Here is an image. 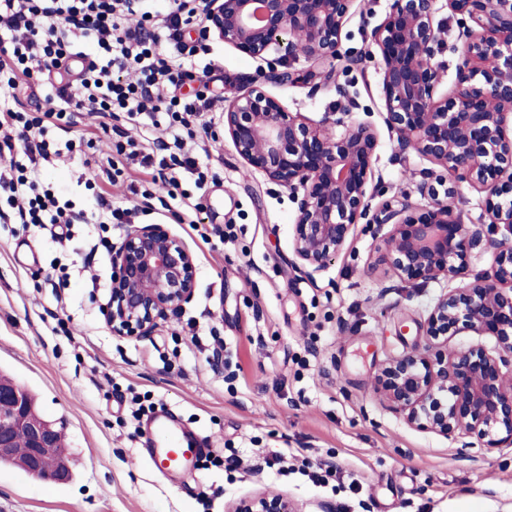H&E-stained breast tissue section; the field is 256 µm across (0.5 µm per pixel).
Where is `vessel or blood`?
I'll use <instances>...</instances> for the list:
<instances>
[{"label":"vessel or blood","mask_w":512,"mask_h":512,"mask_svg":"<svg viewBox=\"0 0 512 512\" xmlns=\"http://www.w3.org/2000/svg\"><path fill=\"white\" fill-rule=\"evenodd\" d=\"M150 456L165 472L177 474L193 467L199 454L209 447L207 437L187 438L184 430L166 413L153 415L147 424Z\"/></svg>","instance_id":"1"}]
</instances>
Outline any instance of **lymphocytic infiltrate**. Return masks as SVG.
<instances>
[{"mask_svg": "<svg viewBox=\"0 0 512 512\" xmlns=\"http://www.w3.org/2000/svg\"><path fill=\"white\" fill-rule=\"evenodd\" d=\"M190 2L165 0L157 10L149 0H0V83L44 81L70 61H83L75 83L59 85L36 116L0 107V128L17 130L16 136L0 138V183L10 190L1 223L64 229L76 222L68 204L51 193H36L35 187L40 167L52 159L48 133H68L65 147L76 151L72 133L82 110L123 112L133 121L170 114L181 128L171 142L148 152L129 136L116 142V151L160 175L189 174L196 188H203L206 174L185 139L203 105L179 92L185 63L207 49L183 38L185 27L204 24ZM136 8L141 18L128 26L126 15Z\"/></svg>", "mask_w": 512, "mask_h": 512, "instance_id": "f902f5d3", "label": "lymphocytic infiltrate"}]
</instances>
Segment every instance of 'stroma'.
Here are the masks:
<instances>
[{
	"mask_svg": "<svg viewBox=\"0 0 512 512\" xmlns=\"http://www.w3.org/2000/svg\"><path fill=\"white\" fill-rule=\"evenodd\" d=\"M391 4L354 0L340 55L325 66L281 49L256 59L208 37V60L193 62L181 88L209 102L192 155L213 178L192 200L181 197L191 182H153L113 147L119 129L149 149L168 140L167 113L134 129L122 114L78 115L80 152L45 164L40 190L88 213L102 186L112 207L137 208V223L166 225L194 256L196 289L153 335L115 336L101 313L112 257L89 255L88 244L101 232L119 244L125 225L76 224L61 242L35 224L0 223V370L35 396L46 418L65 421L73 470L55 485L0 465V512H225L258 491L286 494L303 512H512V447L466 448L411 427L375 390L382 364L424 345L422 324L446 281L408 282L378 263L383 241L362 223L324 271L306 277L293 264L292 194L248 173L224 134L225 107L253 79L287 111L316 122L350 110L380 129L369 211L386 200L424 209L432 163L400 150L382 127L370 33ZM435 21L444 31L434 61L446 90L461 18L437 0ZM286 70L291 83L270 81ZM452 202L470 229L501 238L487 223L483 193L461 184ZM225 230L232 236L223 241ZM60 318L68 335L51 331ZM137 395L208 435L215 454H235L237 469L193 470L180 489L134 433ZM319 469L324 481H312Z\"/></svg>",
	"mask_w": 512,
	"mask_h": 512,
	"instance_id": "stroma-1",
	"label": "stroma"
}]
</instances>
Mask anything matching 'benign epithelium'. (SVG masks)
Masks as SVG:
<instances>
[{
  "label": "benign epithelium",
  "instance_id": "1",
  "mask_svg": "<svg viewBox=\"0 0 512 512\" xmlns=\"http://www.w3.org/2000/svg\"><path fill=\"white\" fill-rule=\"evenodd\" d=\"M354 0H203L205 32L255 58L272 48L301 47L314 63L339 57L344 22ZM436 0H393L371 33L381 60L383 117L397 144L440 167L427 186L429 209L414 216L386 200L372 216L384 235L380 260L408 281L461 285L449 288L422 325L425 345L391 359L375 390L389 409L416 428L446 437H476L486 448L512 447V0H448L466 15L461 61L453 88L437 95L440 68L432 63L441 28ZM248 172L288 189L297 201L294 266L312 277L344 248L367 216L368 178L379 134L372 125L325 117L315 123L285 111L258 87L235 96L223 115ZM341 128L337 134L329 126ZM466 183L486 193L489 223L506 234L493 242L489 272L465 281L478 230L464 224L435 185ZM190 250L162 224L130 225L112 247V280L103 305L112 335L145 337L190 303L195 294ZM461 331L491 335L495 345L448 349ZM27 440L28 472L51 482L68 476L47 455L56 431L34 413L19 386L0 387V456L12 453L15 432ZM226 512H303L285 494L257 492Z\"/></svg>",
  "mask_w": 512,
  "mask_h": 512
}]
</instances>
